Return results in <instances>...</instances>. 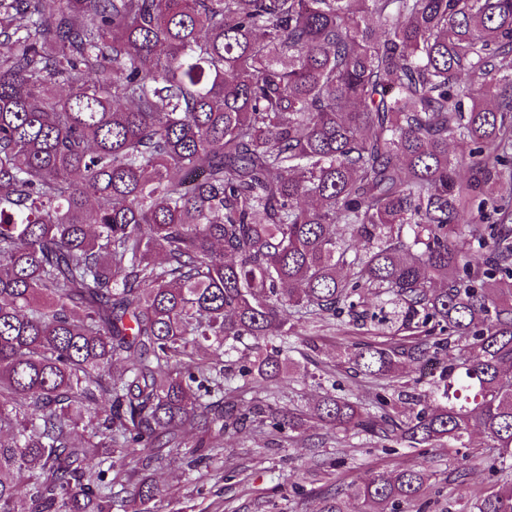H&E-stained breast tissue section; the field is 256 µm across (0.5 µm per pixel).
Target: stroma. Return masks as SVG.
Returning a JSON list of instances; mask_svg holds the SVG:
<instances>
[{
    "label": "stroma",
    "instance_id": "1",
    "mask_svg": "<svg viewBox=\"0 0 512 512\" xmlns=\"http://www.w3.org/2000/svg\"><path fill=\"white\" fill-rule=\"evenodd\" d=\"M302 337L318 346L310 357L294 355L282 395L305 407L323 395L331 382L353 387L360 396L374 392L372 382H356L339 357L343 344L367 341L368 336L346 328L344 320H313L300 328ZM476 462L461 484L448 478L460 464L445 448H409L376 436L315 425L297 441L261 426L228 433L224 447L206 478L187 480L167 468L153 476L163 489L165 512H317L323 495L346 488L370 473L400 468L428 470L422 497L425 512H466L494 483L489 471L496 449L474 437Z\"/></svg>",
    "mask_w": 512,
    "mask_h": 512
}]
</instances>
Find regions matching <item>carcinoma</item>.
Instances as JSON below:
<instances>
[{"instance_id":"carcinoma-1","label":"carcinoma","mask_w":512,"mask_h":512,"mask_svg":"<svg viewBox=\"0 0 512 512\" xmlns=\"http://www.w3.org/2000/svg\"><path fill=\"white\" fill-rule=\"evenodd\" d=\"M507 58L512 0H0V512H151L149 471L201 478L254 423L512 458ZM344 315L386 393L270 403L298 326ZM440 355L432 401L395 380Z\"/></svg>"}]
</instances>
